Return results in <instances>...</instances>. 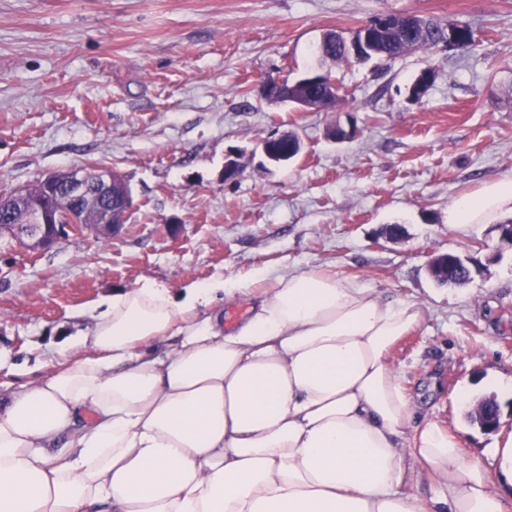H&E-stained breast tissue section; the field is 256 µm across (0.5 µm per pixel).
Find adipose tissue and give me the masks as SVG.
I'll list each match as a JSON object with an SVG mask.
<instances>
[{"mask_svg": "<svg viewBox=\"0 0 512 512\" xmlns=\"http://www.w3.org/2000/svg\"><path fill=\"white\" fill-rule=\"evenodd\" d=\"M509 215L512 176L448 227ZM242 297L225 330L217 301ZM422 317L324 269L142 280L102 303L86 353L0 389V512H506L390 364Z\"/></svg>", "mask_w": 512, "mask_h": 512, "instance_id": "adipose-tissue-1", "label": "adipose tissue"}]
</instances>
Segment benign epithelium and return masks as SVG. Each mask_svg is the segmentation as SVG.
Segmentation results:
<instances>
[{"instance_id": "7a95c632", "label": "benign epithelium", "mask_w": 512, "mask_h": 512, "mask_svg": "<svg viewBox=\"0 0 512 512\" xmlns=\"http://www.w3.org/2000/svg\"><path fill=\"white\" fill-rule=\"evenodd\" d=\"M392 22L389 14L380 15L365 24L360 33L349 38L333 36L332 42L358 61H368L374 55V47L385 28ZM311 84L326 87V94L320 99L310 100L293 97L285 82L268 79L260 85L262 96L270 101L293 103L302 108L321 110L336 104V82L320 69L306 74L293 82V86L306 88ZM262 153L274 165H284L302 152L299 137L283 133L271 136L262 142ZM46 194L42 199H29L26 219L17 224L14 221L16 208L24 204L25 188L17 187L10 194H0V233H7L19 240L29 251L36 252L51 246L67 231H91L98 238H107L118 232L125 215L112 209L113 200L119 199L129 206L132 202L131 189L124 176L118 171L100 167L89 171L83 167H70L53 172L42 179ZM61 197L68 206L80 209L84 206L97 208L98 218L92 224H83L76 219L70 223H59V213L53 207L54 198Z\"/></svg>"}]
</instances>
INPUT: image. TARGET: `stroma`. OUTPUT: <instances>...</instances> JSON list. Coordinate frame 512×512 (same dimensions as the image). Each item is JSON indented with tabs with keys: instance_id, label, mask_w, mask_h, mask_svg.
Here are the masks:
<instances>
[{
	"instance_id": "stroma-1",
	"label": "stroma",
	"mask_w": 512,
	"mask_h": 512,
	"mask_svg": "<svg viewBox=\"0 0 512 512\" xmlns=\"http://www.w3.org/2000/svg\"><path fill=\"white\" fill-rule=\"evenodd\" d=\"M379 14L462 22L474 44L318 60L324 34ZM317 65L343 87L336 106L260 97L263 80ZM425 70L431 84L412 99ZM349 120L358 135L331 140ZM284 132L303 150L270 165L261 143ZM73 166L119 171L133 205L105 240L71 232L32 253L0 235L1 384L69 358L94 303L137 281L176 289L255 267L323 268L421 307L391 365L418 415L503 484L486 450L512 440V394L492 383L512 375V244L494 224L450 231L448 207L512 175V0H0V187ZM392 224L399 238L386 236ZM444 252L471 267L470 283L433 281L428 262ZM462 386L471 402L496 399L495 431L456 405Z\"/></svg>"
}]
</instances>
